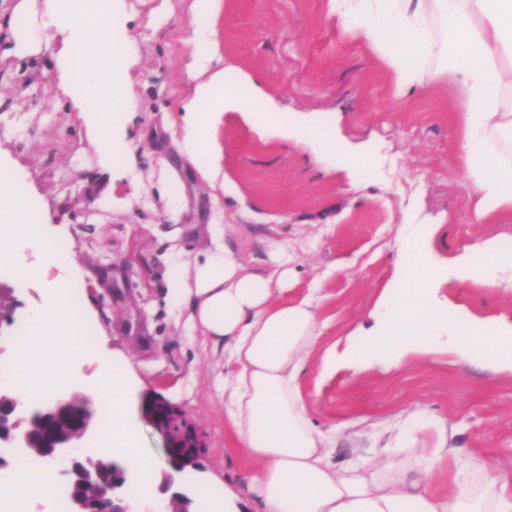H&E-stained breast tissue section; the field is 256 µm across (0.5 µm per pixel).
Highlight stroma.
<instances>
[{
	"label": "stroma",
	"mask_w": 512,
	"mask_h": 512,
	"mask_svg": "<svg viewBox=\"0 0 512 512\" xmlns=\"http://www.w3.org/2000/svg\"><path fill=\"white\" fill-rule=\"evenodd\" d=\"M125 35L119 115L135 153L131 166L102 170L84 122L59 96L44 66L0 62V168L36 206V222L70 251L71 284L79 317L103 330L73 362L68 396L86 394L102 364L129 367L137 376L130 419L141 446L164 458L163 436L143 418L145 397L178 405L204 446L195 477L236 483L239 471L225 457L230 441L215 379L222 351L191 338L185 311L171 305L165 276L209 244V227L235 224L245 257L263 256L259 236L276 231L296 242L299 280L294 293L319 284L325 327L303 376L316 427L337 441L336 457L399 446L394 424L410 413L431 420L423 445L440 433L476 452L496 476L512 478V373L489 361L464 363L448 354L413 358L400 367L353 375L324 372L321 359L337 340L368 330L394 271L397 235L405 224H434L432 259L446 263L475 242L500 238L512 248V222L475 224L469 190L450 119L456 101L442 86L401 95L361 41L341 32L328 0H221L213 28L225 66L256 81L280 107V120L301 112L336 125L337 134L368 155L352 170L335 168L293 141L273 138L274 127L239 89L249 116L224 115L218 140L224 172L238 196L203 184L179 148V111L196 83L192 66L198 32L190 0H122ZM180 186L178 200L167 182ZM35 274L0 272V375L12 365L15 344L61 281L57 269L38 268L26 237H19ZM122 298H114L113 288ZM452 310L475 327L512 322V291L467 283L442 288Z\"/></svg>",
	"instance_id": "35a3bbf8"
}]
</instances>
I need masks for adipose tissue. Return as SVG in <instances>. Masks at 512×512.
<instances>
[{"label":"adipose tissue","instance_id":"1","mask_svg":"<svg viewBox=\"0 0 512 512\" xmlns=\"http://www.w3.org/2000/svg\"><path fill=\"white\" fill-rule=\"evenodd\" d=\"M113 2L0 0V60L51 67L58 90L93 132L98 162L108 170L133 159L115 135ZM328 6L346 35L371 47L400 94L437 82L452 89L459 108L451 121L461 174L470 185L471 219L496 224L512 218V103L505 99L512 89V0H329ZM193 55L205 67L179 114L180 149L203 182L231 194L235 187L224 176L217 131L225 111L243 110L244 104L218 63L214 39L198 40ZM276 133L313 152L334 154L342 165L354 159L335 127L313 125L304 116H292ZM0 223L28 226L39 241L29 197L2 170ZM234 232L231 224L212 225L210 246L168 274L169 298L187 310L190 330L224 351V425L241 464L237 488L198 481L202 503L223 505L224 512L251 506L257 512H512V481L491 476L487 461L462 458L445 438L436 448L416 450L415 413L405 422L403 456L356 452L337 464L335 442L316 428L300 387L321 334V299L307 292L279 300L298 276L293 248L267 239L266 258L257 267L238 250ZM476 253L486 259L478 273L472 268ZM459 282L512 288V250L487 239L440 268L427 255L425 230L402 235L375 326L364 339L348 337L343 350L327 352L323 365L346 364L360 373L378 363L396 366L443 336L452 339V351L470 353L482 336L465 313L449 316L439 296L441 285ZM53 336L64 341V354L50 353ZM87 348L71 318L69 295L58 290L51 306L33 311L5 382L19 396L47 382L65 383L71 359ZM134 385L124 370L106 367L89 394L100 405L113 448L138 475L129 498L148 502L165 464L143 451L128 422ZM444 467L451 479L442 495L432 474Z\"/></svg>","mask_w":512,"mask_h":512}]
</instances>
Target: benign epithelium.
Masks as SVG:
<instances>
[{"label": "benign epithelium", "mask_w": 512, "mask_h": 512, "mask_svg": "<svg viewBox=\"0 0 512 512\" xmlns=\"http://www.w3.org/2000/svg\"><path fill=\"white\" fill-rule=\"evenodd\" d=\"M144 418L166 440L167 461L173 473L165 474L156 503L141 507L124 493L127 472L113 464L112 479L101 476L99 461L105 451L89 455L84 440L92 421L87 402L74 394L43 403L33 412L12 393L0 386V467L6 465L11 448H31L48 464L67 463L63 471L67 486L83 485L96 492L95 508L77 497L72 512H187L190 498L182 493H168L174 484L173 474L201 469V440L189 428L181 409L161 396L149 398L143 405Z\"/></svg>", "instance_id": "benign-epithelium-1"}]
</instances>
